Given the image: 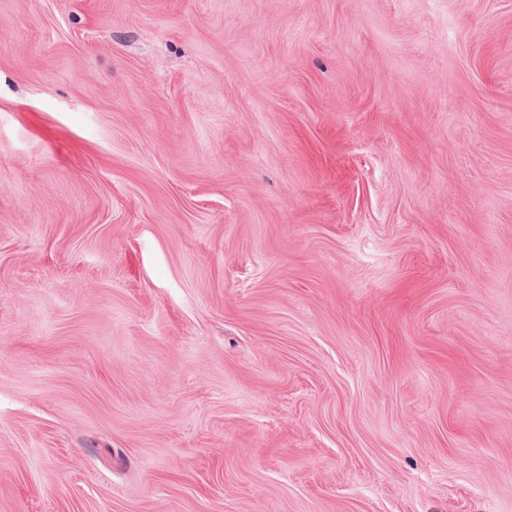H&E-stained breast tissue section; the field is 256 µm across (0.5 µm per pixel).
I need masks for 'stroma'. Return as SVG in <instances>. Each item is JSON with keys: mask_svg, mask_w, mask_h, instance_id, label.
<instances>
[{"mask_svg": "<svg viewBox=\"0 0 512 512\" xmlns=\"http://www.w3.org/2000/svg\"><path fill=\"white\" fill-rule=\"evenodd\" d=\"M0 512H512V0H0Z\"/></svg>", "mask_w": 512, "mask_h": 512, "instance_id": "1", "label": "stroma"}]
</instances>
